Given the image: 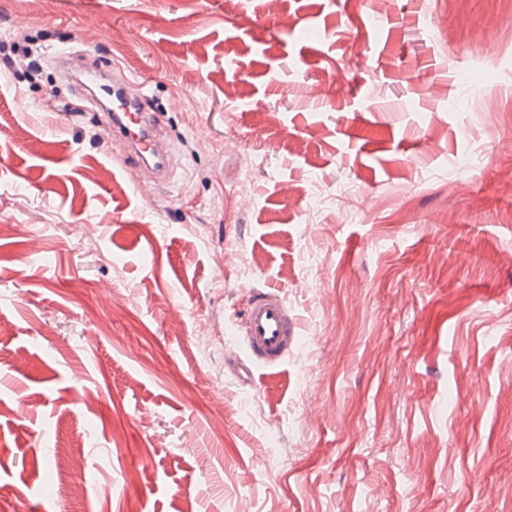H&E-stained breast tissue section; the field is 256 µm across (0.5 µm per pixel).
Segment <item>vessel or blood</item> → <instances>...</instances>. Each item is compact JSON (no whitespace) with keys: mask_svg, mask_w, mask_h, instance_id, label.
Listing matches in <instances>:
<instances>
[{"mask_svg":"<svg viewBox=\"0 0 512 512\" xmlns=\"http://www.w3.org/2000/svg\"><path fill=\"white\" fill-rule=\"evenodd\" d=\"M108 106L101 112L112 134L125 141L127 156L148 168L156 182H163L176 167L174 152L167 149L163 134L152 113L144 111L139 96L129 94L123 76L113 75ZM244 354L234 357L231 366L243 380L255 369L280 365L298 340V325L280 291L256 290L240 324Z\"/></svg>","mask_w":512,"mask_h":512,"instance_id":"b4317fda","label":"vessel or blood"}]
</instances>
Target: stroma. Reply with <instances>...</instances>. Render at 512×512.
<instances>
[{"instance_id": "1", "label": "stroma", "mask_w": 512, "mask_h": 512, "mask_svg": "<svg viewBox=\"0 0 512 512\" xmlns=\"http://www.w3.org/2000/svg\"><path fill=\"white\" fill-rule=\"evenodd\" d=\"M507 34L512 0H0V54L44 49L0 71V512H512ZM60 50L156 114L151 196ZM273 286L300 340L242 384L196 338Z\"/></svg>"}]
</instances>
